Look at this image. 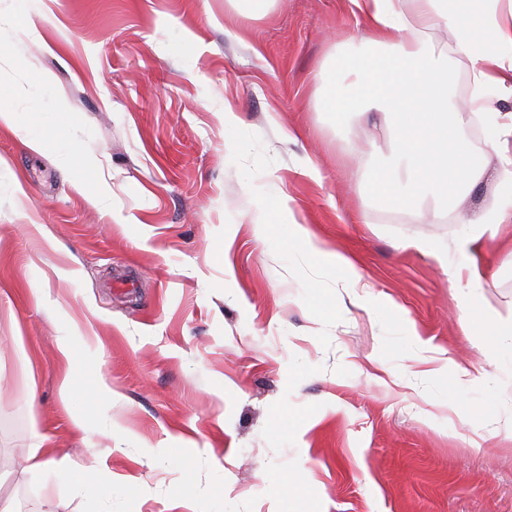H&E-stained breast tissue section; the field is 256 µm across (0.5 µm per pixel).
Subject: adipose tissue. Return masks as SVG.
<instances>
[{"mask_svg": "<svg viewBox=\"0 0 512 512\" xmlns=\"http://www.w3.org/2000/svg\"><path fill=\"white\" fill-rule=\"evenodd\" d=\"M413 2L408 11L402 0H348L362 22L363 45L334 55L316 74L321 103L337 122L358 114L390 126L389 148L372 142L356 150L372 173L364 185L374 199L388 197L416 211L425 201L459 200L464 189L491 180L497 203L457 215L466 232L455 246L467 254L468 263L462 270L449 268L448 279L465 297L461 326L493 336L490 355L511 379L512 361L501 354L512 351V322H492L473 296L490 276L479 258L483 240L512 224V111L501 108L512 100V0ZM454 65L465 67L471 91L465 108L452 117L448 80ZM474 123L486 144L480 151L465 134ZM0 125L31 150L64 146L73 166L86 164L66 129L51 126L32 134L11 110H0ZM271 215L273 223L289 226L305 254L339 273L352 299L368 292L349 257L327 249L299 224L290 197L278 196Z\"/></svg>", "mask_w": 512, "mask_h": 512, "instance_id": "adipose-tissue-1", "label": "adipose tissue"}]
</instances>
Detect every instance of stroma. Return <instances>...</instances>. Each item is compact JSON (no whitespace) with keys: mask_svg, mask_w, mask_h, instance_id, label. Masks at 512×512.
<instances>
[{"mask_svg":"<svg viewBox=\"0 0 512 512\" xmlns=\"http://www.w3.org/2000/svg\"><path fill=\"white\" fill-rule=\"evenodd\" d=\"M2 15L0 106L68 128L89 164L0 128V508L512 512V386L429 373L500 368L489 337L463 335L447 269L402 246L465 264L457 211L368 198L350 149L390 131L317 105L315 74L360 33L347 0H274L246 25L229 0H0ZM281 194L387 306L351 301L271 223ZM481 262L498 273L482 311L512 318V224ZM101 374L111 398L85 401ZM36 428L70 483L26 472ZM438 371L444 376H447L449 371L457 384H477L482 379L485 380L477 368L453 360L448 361V358L444 359Z\"/></svg>","mask_w":512,"mask_h":512,"instance_id":"1","label":"stroma"}]
</instances>
